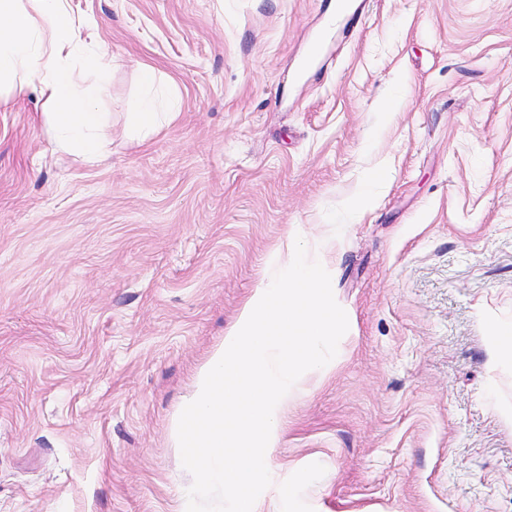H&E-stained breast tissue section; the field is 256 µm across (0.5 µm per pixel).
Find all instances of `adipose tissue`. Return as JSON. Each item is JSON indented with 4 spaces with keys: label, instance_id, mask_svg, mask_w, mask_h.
<instances>
[{
    "label": "adipose tissue",
    "instance_id": "obj_1",
    "mask_svg": "<svg viewBox=\"0 0 512 512\" xmlns=\"http://www.w3.org/2000/svg\"><path fill=\"white\" fill-rule=\"evenodd\" d=\"M111 67L106 49L83 38L71 0H0V98L35 91L57 150L88 163L104 158L93 107L99 89L86 75Z\"/></svg>",
    "mask_w": 512,
    "mask_h": 512
}]
</instances>
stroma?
Instances as JSON below:
<instances>
[{"label":"stroma","mask_w":512,"mask_h":512,"mask_svg":"<svg viewBox=\"0 0 512 512\" xmlns=\"http://www.w3.org/2000/svg\"><path fill=\"white\" fill-rule=\"evenodd\" d=\"M352 2L73 0L105 159L0 107V512H186L174 423L291 229L349 328L270 512H512V0ZM134 114L135 125L133 128L135 133L128 136L131 143L139 141L140 138H146L160 127L158 112H134Z\"/></svg>","instance_id":"1"}]
</instances>
